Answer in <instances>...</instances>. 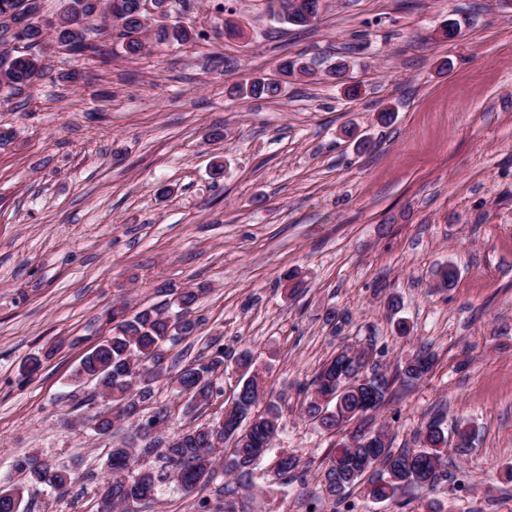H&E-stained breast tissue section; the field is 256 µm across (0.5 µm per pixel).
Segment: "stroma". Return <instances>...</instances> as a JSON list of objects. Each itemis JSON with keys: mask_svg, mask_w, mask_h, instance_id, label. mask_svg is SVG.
Masks as SVG:
<instances>
[{"mask_svg": "<svg viewBox=\"0 0 512 512\" xmlns=\"http://www.w3.org/2000/svg\"><path fill=\"white\" fill-rule=\"evenodd\" d=\"M228 15L248 39L225 35ZM188 16L190 44L153 41L131 59L102 33L107 57L53 52L29 94L0 93V129L13 133L0 144V485L34 454L76 479L61 493L30 488L25 512H94L88 473L136 433L126 421L98 435L83 404L92 389L71 374L106 337L113 304L200 287L184 347L202 357L218 339L252 353L311 477L282 486L261 470L240 486L219 472L192 493L164 488L140 512H195L232 484L240 512H305L335 439L306 421L300 388L347 339L382 350L391 369L418 348L435 354L418 385H392L373 423L395 450L435 420L471 428L470 454L448 456L465 490L432 499L440 512H512V8L328 0L317 23L295 27L268 0H192ZM451 19L459 38L439 39ZM298 55L317 79L288 78L273 99L234 95ZM342 55L362 84L354 99L325 74ZM215 127L223 140L210 141ZM448 263L456 284L436 288ZM293 268L304 285L292 294L280 279ZM392 294L410 337L390 332ZM331 308L349 314L341 332L324 322ZM31 356L41 367L21 378ZM153 402L175 429L223 410L188 406L169 380Z\"/></svg>", "mask_w": 512, "mask_h": 512, "instance_id": "obj_1", "label": "stroma"}]
</instances>
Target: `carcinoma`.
Segmentation results:
<instances>
[{"label": "carcinoma", "instance_id": "carcinoma-1", "mask_svg": "<svg viewBox=\"0 0 512 512\" xmlns=\"http://www.w3.org/2000/svg\"><path fill=\"white\" fill-rule=\"evenodd\" d=\"M65 2L69 7L59 11L58 22L47 29L38 20L44 13L43 0H0V12L9 9L28 19L20 32L0 25L1 86L12 93L33 87L46 70L44 52L69 41L76 17L81 18L85 32L117 31L129 58L145 51L149 27L144 21L146 14L138 11L137 0H123L124 11L110 22L106 21V11L111 0ZM193 35V28L181 25L161 27L153 33L158 41L171 37L178 42L188 41ZM19 40L26 43L24 53L13 48ZM239 92L244 97L274 98L280 96L281 84L257 77ZM434 276L436 287L448 290L455 285L457 270L448 263L437 268ZM201 292L200 288H186L160 306L131 314L127 306H121L120 313L110 317L116 322L112 334L86 354L75 369L72 379L94 376L93 383L109 392L112 407L118 409L114 417L106 408L94 411L90 419L98 433H110L116 422L125 419L136 423L141 431L139 447L123 445L108 454L99 483L97 512H130L136 505L157 500L169 484L190 492L209 480L219 463L224 474L250 479L285 433L282 406L265 399L266 381L257 374L235 389L222 415L204 427L183 428L168 436L170 415L166 408L147 411L155 386L170 375L180 392L190 395L197 407L224 396V387L218 384V375L228 360L224 345L215 340L208 356L181 366L170 357L172 347L198 328L199 321L188 314ZM379 354L372 347L343 344L322 363L304 389V416L324 433L341 436L324 458L317 490L306 501V512H339L337 507L347 502L357 486L375 503L394 502L404 507L409 504L403 499L408 491L430 495L440 484L456 482L444 458L448 436L438 422L419 432L418 447L400 451L386 444L384 427L370 429L365 421L351 431L359 439L357 444L343 435L348 424L378 410L386 400L391 381L377 359ZM434 365L433 353H417L398 366V379L406 387L414 386ZM13 470L18 481L0 487V512H24L23 494L29 484L60 492L74 482L66 468L51 466L33 455L16 459ZM273 472L286 485L308 480V467L302 457L286 450L275 455ZM196 509L235 512L236 506L232 500L213 505L201 499Z\"/></svg>", "mask_w": 512, "mask_h": 512}]
</instances>
